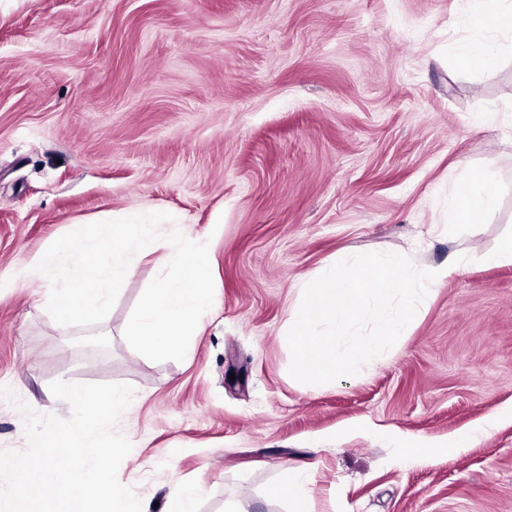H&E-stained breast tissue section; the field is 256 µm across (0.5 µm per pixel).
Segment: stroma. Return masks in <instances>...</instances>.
I'll return each mask as SVG.
<instances>
[{"label": "stroma", "instance_id": "obj_1", "mask_svg": "<svg viewBox=\"0 0 512 512\" xmlns=\"http://www.w3.org/2000/svg\"><path fill=\"white\" fill-rule=\"evenodd\" d=\"M469 0H0V451L21 404L68 417L55 380L122 383L118 471L148 512H293L275 487L314 468L303 512H512V263L458 264L512 235V37L462 69ZM501 123L475 130L477 113ZM489 168L494 213L457 235L448 191ZM166 212L106 318L62 326L35 267L79 221ZM209 244L214 300L182 361L123 336L166 266L165 234ZM401 250L454 265L386 353L311 386L288 368L300 281ZM509 416H512L511 411L494 413L488 416L476 430L459 434L448 439V445L442 448H445V451H447V448H468L476 434L487 433L490 429L494 428L501 419Z\"/></svg>", "mask_w": 512, "mask_h": 512}]
</instances>
